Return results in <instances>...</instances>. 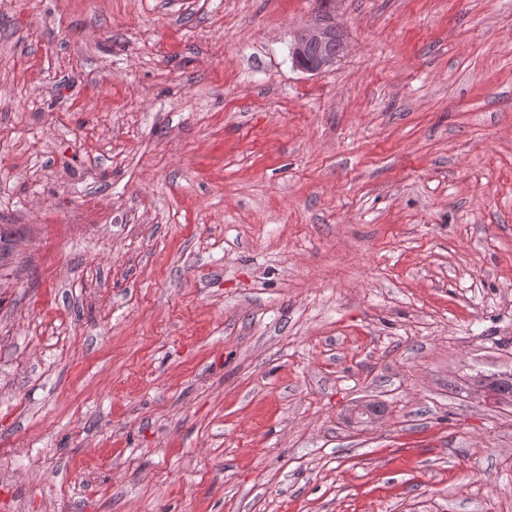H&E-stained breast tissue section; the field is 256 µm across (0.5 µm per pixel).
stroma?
Returning <instances> with one entry per match:
<instances>
[{"label": "stroma", "mask_w": 512, "mask_h": 512, "mask_svg": "<svg viewBox=\"0 0 512 512\" xmlns=\"http://www.w3.org/2000/svg\"><path fill=\"white\" fill-rule=\"evenodd\" d=\"M0 235L11 512H512V0H0ZM341 36L336 24L330 20L320 19L302 28L290 47L293 63L298 69L309 73H318L332 67L343 50V42L336 44L335 41L332 45L331 42ZM330 45L335 53L330 50Z\"/></svg>", "instance_id": "35a3bbf8"}]
</instances>
